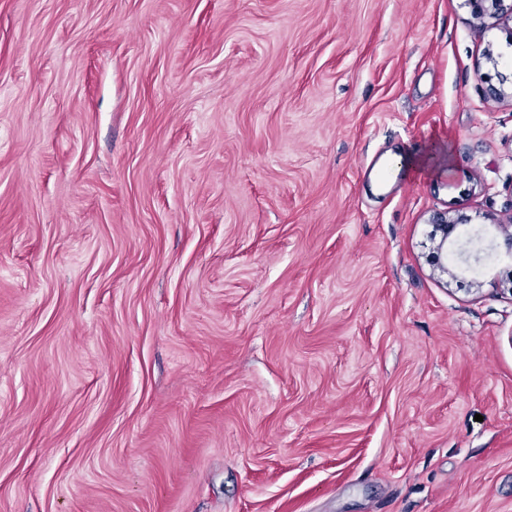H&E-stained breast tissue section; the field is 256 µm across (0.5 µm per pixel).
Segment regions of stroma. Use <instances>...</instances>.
I'll return each mask as SVG.
<instances>
[{
    "label": "stroma",
    "mask_w": 512,
    "mask_h": 512,
    "mask_svg": "<svg viewBox=\"0 0 512 512\" xmlns=\"http://www.w3.org/2000/svg\"><path fill=\"white\" fill-rule=\"evenodd\" d=\"M511 43L465 0H0V512H512ZM430 223L434 227V237L432 238L433 243H435L432 251L433 265L441 272H447L448 244L450 246L456 245L458 222L447 217L445 213H436ZM438 234L439 240L436 241Z\"/></svg>",
    "instance_id": "35a3bbf8"
}]
</instances>
